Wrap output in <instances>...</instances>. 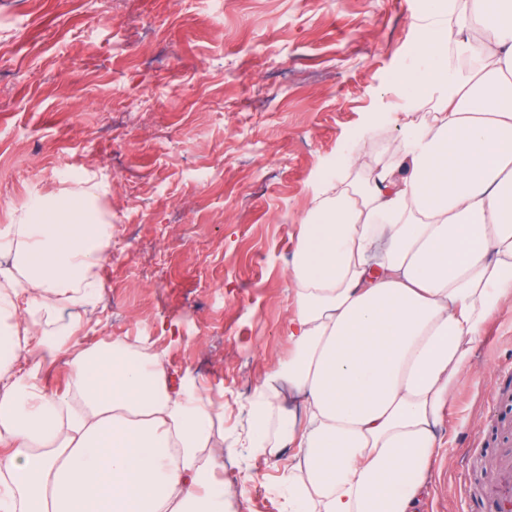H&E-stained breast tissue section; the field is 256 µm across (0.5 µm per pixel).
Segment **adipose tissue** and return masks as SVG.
Wrapping results in <instances>:
<instances>
[{"label":"adipose tissue","instance_id":"ef3b65f1","mask_svg":"<svg viewBox=\"0 0 512 512\" xmlns=\"http://www.w3.org/2000/svg\"><path fill=\"white\" fill-rule=\"evenodd\" d=\"M462 13L478 67L430 70L433 123L404 122L402 157L300 226L290 352L248 409L255 448L295 451L288 512H417L450 394L512 300V0ZM111 241L80 194L0 227V512H228L224 466L201 455L223 410L171 389L160 354L81 345L64 319L93 312ZM61 358L71 384L52 392Z\"/></svg>","mask_w":512,"mask_h":512}]
</instances>
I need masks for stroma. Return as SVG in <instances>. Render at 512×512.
I'll return each mask as SVG.
<instances>
[{"label":"stroma","instance_id":"stroma-1","mask_svg":"<svg viewBox=\"0 0 512 512\" xmlns=\"http://www.w3.org/2000/svg\"><path fill=\"white\" fill-rule=\"evenodd\" d=\"M455 28L431 0H0V225L92 189L112 225L87 344L147 342L223 405L230 512H288L294 451L249 447L245 397L287 356L298 227L433 102L405 76ZM512 302L441 425L421 512L474 504V458L512 440Z\"/></svg>","mask_w":512,"mask_h":512}]
</instances>
